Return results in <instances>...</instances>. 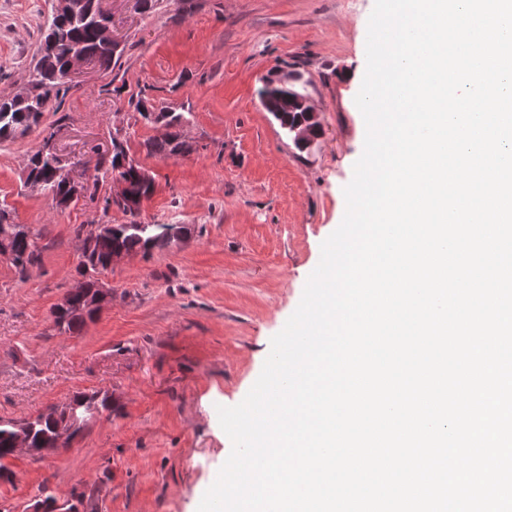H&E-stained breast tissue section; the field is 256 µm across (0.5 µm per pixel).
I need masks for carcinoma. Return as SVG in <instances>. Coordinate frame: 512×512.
I'll return each mask as SVG.
<instances>
[{"label":"carcinoma","instance_id":"cac0c4a2","mask_svg":"<svg viewBox=\"0 0 512 512\" xmlns=\"http://www.w3.org/2000/svg\"><path fill=\"white\" fill-rule=\"evenodd\" d=\"M74 11L69 15L49 16L44 22V31L39 47V58L28 74V85L33 95L28 100L0 98V142L7 141L42 124V117L54 102H60L71 90L64 75L69 68L72 51H80L92 63L104 71L112 68V60L117 54V47L106 42L101 34V23L109 20L103 15L96 0H73ZM184 115L174 112L169 121L168 133L160 139L144 143L148 154L169 158L179 153L182 145L181 128ZM126 149L115 151L104 156L100 161V174L95 179L104 180L118 167L120 157ZM30 175L45 182L47 195L70 196L74 187L64 174L57 169L48 158L34 156L31 160ZM142 167L130 166L121 175L125 176L131 190L149 198L154 186L141 174ZM9 213L0 209V232L12 237L13 257L11 267L19 276H24L25 266L39 265L42 262L43 246L39 244L42 232L30 227L4 221ZM166 224H139L136 214L129 213V223L116 225L115 230L106 234H94L79 225L75 229L77 236L82 238V255L78 271L91 285L100 281V275L108 271L109 258L114 251L127 254H140L144 257L155 251L169 249L175 240L167 232ZM97 311L88 303L87 294L75 293L68 299L64 308L53 312L54 327L61 333L73 335L79 332L87 321L93 319ZM76 413L90 420L102 411H112V400L106 392L91 394L78 393L72 397ZM31 444L35 448H69L81 429L72 431L64 441H59L56 431V419L51 409L38 414L28 421ZM14 424L0 422V478L9 479V471L3 461L14 457L13 435Z\"/></svg>","mask_w":512,"mask_h":512}]
</instances>
